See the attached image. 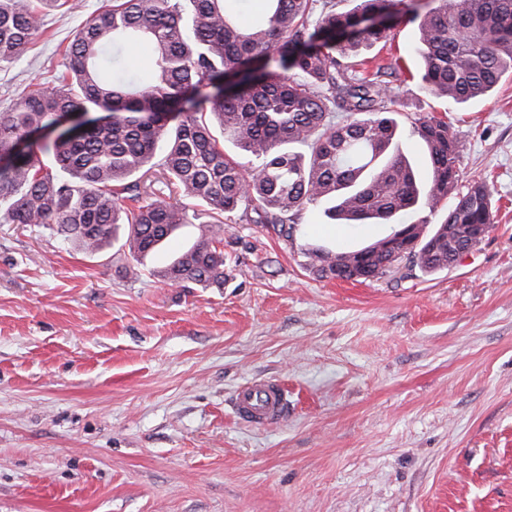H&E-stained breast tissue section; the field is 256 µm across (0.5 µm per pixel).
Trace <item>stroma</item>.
I'll return each mask as SVG.
<instances>
[{
  "label": "stroma",
  "instance_id": "35a3bbf8",
  "mask_svg": "<svg viewBox=\"0 0 512 512\" xmlns=\"http://www.w3.org/2000/svg\"><path fill=\"white\" fill-rule=\"evenodd\" d=\"M76 3L0 66V109L55 86L103 0ZM417 41L404 17L362 55L400 61L406 155L425 162L414 118H443L461 180L491 187L495 230L447 269L320 277L308 249L390 231L323 234L320 204L288 238L228 220L220 288L156 275L190 225L138 261L0 223V512H512V75L454 103L423 90ZM253 378L284 387L283 420L235 416Z\"/></svg>",
  "mask_w": 512,
  "mask_h": 512
}]
</instances>
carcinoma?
Masks as SVG:
<instances>
[{"label": "carcinoma", "instance_id": "carcinoma-1", "mask_svg": "<svg viewBox=\"0 0 512 512\" xmlns=\"http://www.w3.org/2000/svg\"><path fill=\"white\" fill-rule=\"evenodd\" d=\"M20 2L0 0V63L21 59L39 28V13ZM229 2L112 0L95 14L66 46L59 84L0 110V221L48 226L90 254L123 229L138 258L196 219L194 243L159 276L204 288L224 287V215L239 210L288 238L311 203L331 220L385 224L452 198L441 223L413 225L419 243L408 255L392 256L382 239L310 250L312 268L332 278L371 280L403 261L431 274L495 229L486 178L459 186L462 144L450 124L414 118L431 170L424 181L396 140L403 102L384 77L398 63L371 71L358 51L391 38L363 25L369 17L408 14L423 89L466 103L512 74V0H439L424 13L406 0H351L342 12L332 0H260L248 18ZM139 48L150 66L130 72L123 55ZM75 112L98 117L75 134L41 136ZM207 113L250 170L224 152ZM155 167L207 220L133 180ZM450 224L466 225L452 247Z\"/></svg>", "mask_w": 512, "mask_h": 512}]
</instances>
